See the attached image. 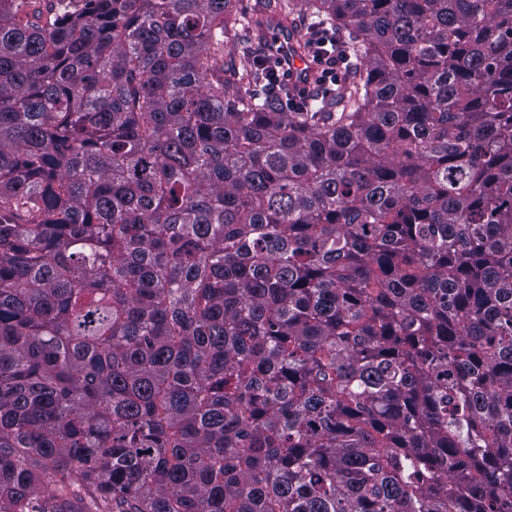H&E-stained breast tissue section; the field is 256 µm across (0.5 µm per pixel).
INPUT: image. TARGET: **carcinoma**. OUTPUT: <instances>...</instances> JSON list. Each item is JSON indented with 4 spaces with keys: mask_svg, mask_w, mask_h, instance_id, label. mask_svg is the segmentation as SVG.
I'll use <instances>...</instances> for the list:
<instances>
[{
    "mask_svg": "<svg viewBox=\"0 0 512 512\" xmlns=\"http://www.w3.org/2000/svg\"><path fill=\"white\" fill-rule=\"evenodd\" d=\"M234 3L0 0V512H512V0ZM260 5L261 1L259 0H237L235 9L241 15V19L243 20V24L238 26L236 33V40L238 43L249 44L251 42L250 38H252V34L247 28V22H250L253 18L259 15ZM317 21V18L310 17L309 15L305 14L298 17L296 20L295 28L300 30V32L303 34V39L305 40V35L310 34L309 28L311 25L316 24L314 22ZM295 28L291 27L289 31L280 32L278 34V39L288 52L291 84L300 90L310 87L313 81L315 70L313 64L310 63L307 56L297 55L294 53L296 42L300 39L299 32ZM312 29L318 34H315L316 40L311 42V55L313 60L321 67L316 84L320 89L328 90L329 87L336 86V81L339 78V72L337 71L341 72L349 68V57L346 54L336 52V32ZM344 85L343 75L339 85L335 87V90H331L324 99H334L343 90Z\"/></svg>",
    "mask_w": 512,
    "mask_h": 512,
    "instance_id": "cac0c4a2",
    "label": "carcinoma"
}]
</instances>
